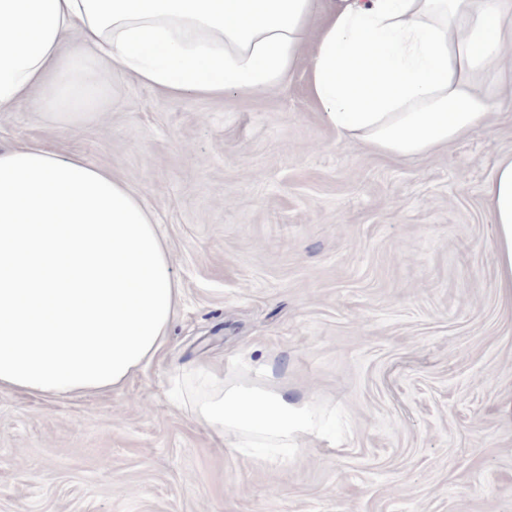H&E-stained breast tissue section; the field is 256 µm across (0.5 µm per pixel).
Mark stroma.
I'll return each mask as SVG.
<instances>
[{
    "label": "stroma",
    "instance_id": "1",
    "mask_svg": "<svg viewBox=\"0 0 512 512\" xmlns=\"http://www.w3.org/2000/svg\"><path fill=\"white\" fill-rule=\"evenodd\" d=\"M102 109L0 112L112 172L158 224L182 298L165 353L115 390L0 391V512H512V295L490 130L404 159L308 93L171 98L116 71ZM196 365L314 405L323 437L229 448L174 395ZM495 249L499 258L501 288L512 295V155L502 158L487 186Z\"/></svg>",
    "mask_w": 512,
    "mask_h": 512
}]
</instances>
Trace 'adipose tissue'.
<instances>
[{
    "instance_id": "1",
    "label": "adipose tissue",
    "mask_w": 512,
    "mask_h": 512,
    "mask_svg": "<svg viewBox=\"0 0 512 512\" xmlns=\"http://www.w3.org/2000/svg\"><path fill=\"white\" fill-rule=\"evenodd\" d=\"M0 0V112L90 111L113 71L173 98L308 91L346 138L409 157L487 130L512 106V0ZM70 50H63L65 41ZM512 291V155L487 186ZM162 235L104 168L38 143L0 148V390L103 393L161 354L181 300ZM198 423L233 448L319 433L287 391L189 374Z\"/></svg>"
}]
</instances>
